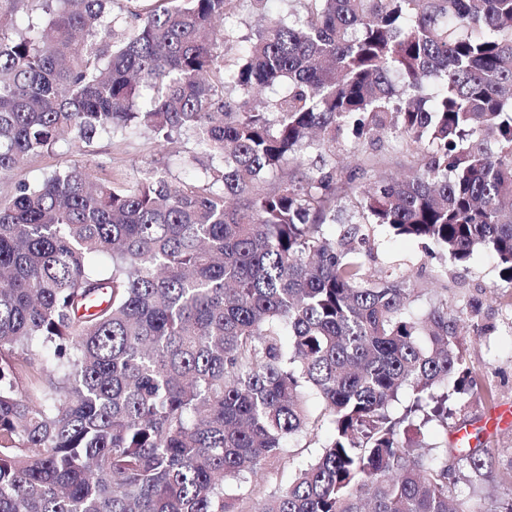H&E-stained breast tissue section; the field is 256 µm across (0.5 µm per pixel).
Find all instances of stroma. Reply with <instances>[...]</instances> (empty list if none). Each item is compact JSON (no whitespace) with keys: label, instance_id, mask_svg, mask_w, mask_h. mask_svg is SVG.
<instances>
[{"label":"stroma","instance_id":"stroma-1","mask_svg":"<svg viewBox=\"0 0 512 512\" xmlns=\"http://www.w3.org/2000/svg\"><path fill=\"white\" fill-rule=\"evenodd\" d=\"M301 0H268L270 13L303 12ZM262 11V12H265ZM249 2L240 0L224 19L232 38L224 47L227 60L236 61L261 25V14ZM192 139L182 137L172 142L158 141L139 134L101 136L90 145L75 146L62 141L52 153L31 158L19 171L0 176V199L11 195L16 182L43 180L55 169L105 163L114 177L132 179L158 170L173 178L200 174V166L191 165ZM373 157L370 175L387 172L395 176L410 175L421 165L420 158L405 153L392 138L367 147ZM368 249L371 258L367 272L381 278L384 272L402 271L414 276L418 293L410 307L413 315H424L440 300L449 309L460 311L464 319L460 338L467 352L469 366L479 391L462 397L456 413L447 424H431L425 441L433 447L449 445L460 425L483 426L491 416L512 408V288L502 282L495 256L487 251L474 252L463 263L451 260L433 244L395 236L385 226L375 227ZM498 295L496 303L483 304L484 294ZM486 447L492 448L493 480L469 476L453 488L455 498L469 497L491 512L499 500L512 495V421L501 422L483 434Z\"/></svg>","mask_w":512,"mask_h":512}]
</instances>
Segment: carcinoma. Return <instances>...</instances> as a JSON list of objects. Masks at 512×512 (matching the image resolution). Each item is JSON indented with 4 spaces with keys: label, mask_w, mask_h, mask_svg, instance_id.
<instances>
[{
    "label": "carcinoma",
    "mask_w": 512,
    "mask_h": 512,
    "mask_svg": "<svg viewBox=\"0 0 512 512\" xmlns=\"http://www.w3.org/2000/svg\"><path fill=\"white\" fill-rule=\"evenodd\" d=\"M138 2L0 0L1 175L66 135H186L209 162L67 166L0 201V512H482L448 457L480 475L492 449L423 440L474 393L462 317H412L416 281H369L366 244L487 250L512 286V0H305L232 64L214 21L237 0ZM346 132L426 161L343 172ZM305 442L306 441H300L298 445L296 441H290V447L287 449H289L290 452L294 451L292 454L295 455L293 456V460L291 457L290 465H287V467L284 470H281L278 475H269L264 472H259L256 476H253L251 481L257 486V489H260L262 492L269 493L280 483L283 484L288 481V478L291 477L296 466L301 462H307L318 449L319 444H313V442L310 445V448H299L303 446Z\"/></svg>",
    "instance_id": "1"
}]
</instances>
